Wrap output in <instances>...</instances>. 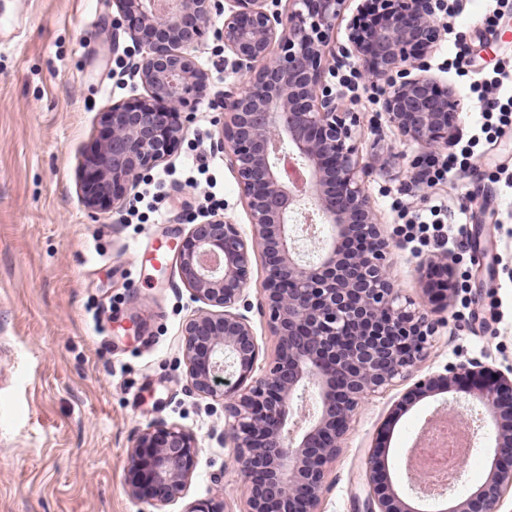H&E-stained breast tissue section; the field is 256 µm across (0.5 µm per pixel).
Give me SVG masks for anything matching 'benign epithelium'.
<instances>
[{
  "label": "benign epithelium",
  "mask_w": 512,
  "mask_h": 512,
  "mask_svg": "<svg viewBox=\"0 0 512 512\" xmlns=\"http://www.w3.org/2000/svg\"><path fill=\"white\" fill-rule=\"evenodd\" d=\"M287 2L280 9L281 2ZM113 0L120 27L143 45L129 74L146 96L103 114L101 149L91 159L98 186L88 207L117 203L127 183L168 156L184 137L178 116L207 95L195 52L205 47L213 13L224 63L242 87L215 93L224 110L214 141L228 155L255 232L242 237L214 214L196 225L178 256L182 279L198 299L222 311L191 319L183 356L192 390L224 405L220 442L243 479L247 512H322L327 474L353 413L366 396L412 375L427 357L436 321L399 302L386 257L390 242L373 221L359 168L355 120L326 83L339 64L334 31L348 0ZM439 0H363L348 25L343 56L363 61L359 79L382 80L381 109L401 132L430 149L457 138L461 98L430 75L412 74L438 39ZM305 171L297 185L283 160ZM330 225L331 241L310 258L297 245L293 214L302 204ZM365 241L350 254L348 236ZM267 258L263 299L278 336L273 365L252 377L260 348L243 300L250 256ZM452 394L448 406H481L495 431L484 481L465 497L445 493L437 512H500L512 491V379L478 361L413 383L414 400ZM197 454L192 434L161 424L129 449L126 486L152 512L187 495ZM383 444L366 460L362 512H424L381 464Z\"/></svg>",
  "instance_id": "benign-epithelium-1"
}]
</instances>
